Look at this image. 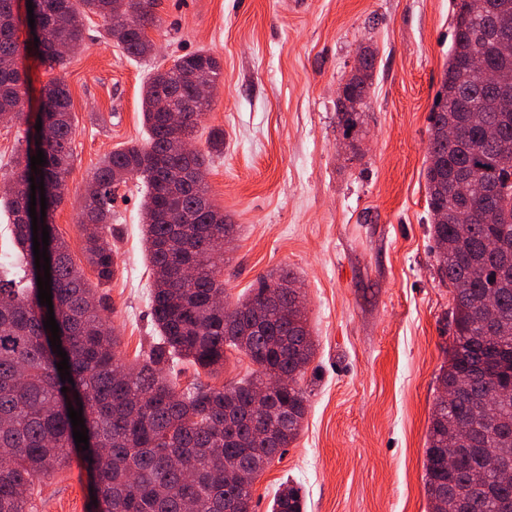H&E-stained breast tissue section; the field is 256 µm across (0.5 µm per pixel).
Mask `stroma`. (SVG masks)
I'll list each match as a JSON object with an SVG mask.
<instances>
[{
    "label": "stroma",
    "instance_id": "35a3bbf8",
    "mask_svg": "<svg viewBox=\"0 0 512 512\" xmlns=\"http://www.w3.org/2000/svg\"><path fill=\"white\" fill-rule=\"evenodd\" d=\"M154 57L135 60L84 19V47L65 68L31 62L22 116L0 124V192L25 148V114L40 91L67 85L76 131L68 193L52 217L88 281L81 203L100 160L147 131L140 108L153 67L203 50L222 75L194 141L224 132L205 172L208 194L237 231L219 277L235 306L259 278L291 270L304 296L316 355L300 386L307 413L297 439L256 479L251 512H271L281 483L304 512H427L425 460L437 377L452 334V290L436 273L425 170L430 112L441 89L453 21L450 0H156ZM375 54L361 123L345 134L340 94L362 48ZM140 183L112 204L106 235L117 252L100 313L123 364L148 359L158 333L142 235ZM255 364L230 350L216 373L186 361L164 372L177 390L221 387ZM78 459L35 485L25 512H90Z\"/></svg>",
    "mask_w": 512,
    "mask_h": 512
}]
</instances>
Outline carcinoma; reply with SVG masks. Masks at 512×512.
Returning <instances> with one entry per match:
<instances>
[{
    "mask_svg": "<svg viewBox=\"0 0 512 512\" xmlns=\"http://www.w3.org/2000/svg\"><path fill=\"white\" fill-rule=\"evenodd\" d=\"M40 0L42 41L38 60L64 67L83 44L81 18L103 19L106 34L131 57L153 52L147 30L155 24V0ZM16 0H0V121L20 117V93L27 81L21 66ZM453 41L442 87L430 115L431 153L426 183L441 281L453 288L454 345H475L489 303L498 310V339L512 351V264L489 249V242H512V114L501 111L500 91H512V0H453ZM479 57L497 74L499 89L486 85L480 71L460 65ZM374 54L364 51L363 69L342 88L340 121L349 136L358 125L373 77ZM219 61L202 51L186 53L167 68H155L142 97L148 139L106 155L92 178L95 189L83 198L80 223L85 257L105 285L115 272V252L104 229L112 221L115 191L131 177L146 187L143 239L153 275L151 310L159 342L148 360L131 369L117 355L118 339L99 317L95 289L73 262L68 245L53 229L55 207L67 192L75 129L66 84L44 86L50 151L42 166L47 209L50 285L61 348L72 382H61L55 353L44 327L47 307L39 303L29 216L30 198L12 192L0 205L8 209L12 233L26 260L24 280L0 267V512H24L34 482L42 480L76 448L67 408L82 409L84 430L95 445L88 457L93 512H251L253 483L238 475L260 473L297 439L306 414L299 381L316 344L296 278L288 271L262 277L234 308L217 298L215 242L230 236L232 225L212 204L204 179L209 154L224 150V133L209 135L208 153L185 152L179 142L194 140L198 117L210 103L195 95L215 85ZM172 97L183 110L179 128L169 124L158 104ZM466 134L448 145V127ZM33 129L16 161L13 183L31 168ZM244 353L258 365L251 378L222 388L198 384L185 392L163 375V365L186 359L209 371L224 366L225 353ZM288 375V385L256 407L252 392L265 380ZM470 373L450 359L438 375L450 389ZM66 392H61L62 387ZM474 395L448 404L435 399L426 450L428 512H512V482L488 474L476 484L473 471L503 448L512 449V384L495 390L477 379ZM469 421L461 434L458 422ZM473 448L467 461L448 474V443ZM299 490L283 483L271 512H303Z\"/></svg>",
    "mask_w": 512,
    "mask_h": 512,
    "instance_id": "obj_1",
    "label": "carcinoma"
}]
</instances>
